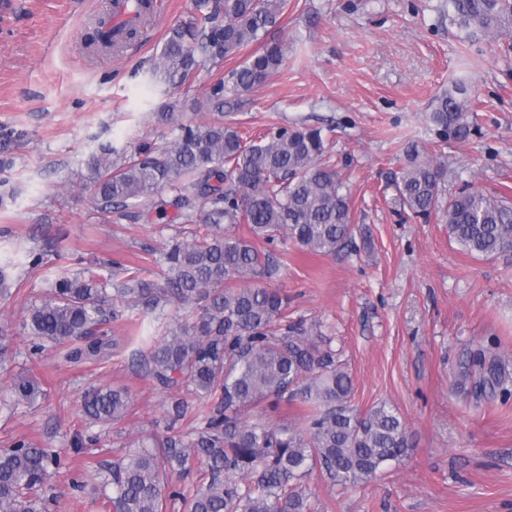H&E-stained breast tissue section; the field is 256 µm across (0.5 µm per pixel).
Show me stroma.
I'll return each mask as SVG.
<instances>
[{"label": "stroma", "mask_w": 512, "mask_h": 512, "mask_svg": "<svg viewBox=\"0 0 512 512\" xmlns=\"http://www.w3.org/2000/svg\"><path fill=\"white\" fill-rule=\"evenodd\" d=\"M108 4L0 0V128L28 134L13 152L15 195L0 201V263L16 262L22 278L17 298L0 303V320L20 322L47 267L81 256L149 269L151 250L185 230L170 216L104 221L80 179L100 144L132 152L170 142L173 132L155 118L169 101L184 102L188 120L209 122L203 101L219 76L202 66L182 87L151 76L192 0H156L148 35L112 56L87 45ZM273 36L288 45L285 66L224 123L247 139L284 126L321 129L357 229L352 250L289 247L270 285L288 295L291 317L320 322L333 336L353 404H391L413 445L370 484L346 488L315 474L308 493L318 512H512V399L467 398L454 386L470 350L492 345L512 361V253L465 254L449 240L443 213L412 216L395 185L403 149L416 141L444 165L446 196L468 189L512 199V35L470 38L448 0H288ZM459 81L471 89L478 125L463 142L443 138L431 119L435 96ZM31 247L46 251L47 267L28 269ZM185 314L171 305L161 318L145 317L129 328L133 343L102 363H67L59 347L32 360L29 337L7 338L0 401L19 407L0 412V448L27 440L68 459L69 470L50 479L57 492L50 512H103L91 490L71 494L70 474L110 469L138 432L162 420L166 395L141 361ZM26 379L40 391L22 403L17 386ZM93 386L131 393L121 423L104 428L83 416L81 400Z\"/></svg>", "instance_id": "obj_1"}]
</instances>
